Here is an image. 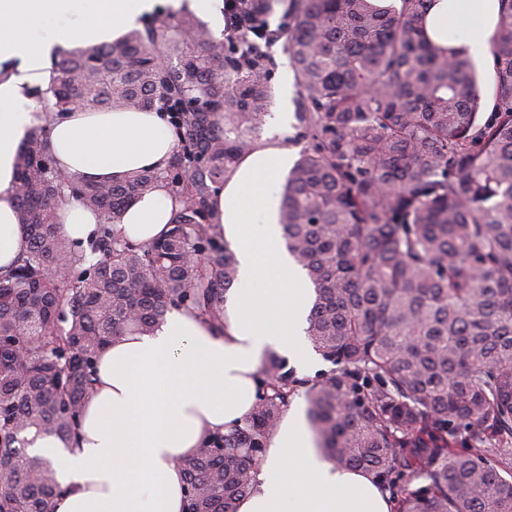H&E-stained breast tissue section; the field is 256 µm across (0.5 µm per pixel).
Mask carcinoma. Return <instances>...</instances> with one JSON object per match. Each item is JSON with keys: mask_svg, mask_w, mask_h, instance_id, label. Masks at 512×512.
<instances>
[{"mask_svg": "<svg viewBox=\"0 0 512 512\" xmlns=\"http://www.w3.org/2000/svg\"><path fill=\"white\" fill-rule=\"evenodd\" d=\"M399 2L247 0L237 43L183 11L56 63L46 111L166 112L176 147L161 172L100 183L59 172L40 130L19 148L30 245L0 279V512H54L56 471L28 454V434L76 435L114 337L174 307L223 330L237 266L211 200L255 147L271 102L265 46L280 39L313 146L288 172L279 224L313 287L307 336L336 366L308 393L320 447L370 475L395 512H512V0L489 43L485 121L471 57L430 40L428 0ZM161 183L180 203L169 231L115 236ZM66 197L104 218L79 253L57 232ZM300 384L267 357L246 423L180 462L187 512H237Z\"/></svg>", "mask_w": 512, "mask_h": 512, "instance_id": "1", "label": "carcinoma"}]
</instances>
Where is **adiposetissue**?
Returning a JSON list of instances; mask_svg holds the SVG:
<instances>
[{
    "mask_svg": "<svg viewBox=\"0 0 512 512\" xmlns=\"http://www.w3.org/2000/svg\"><path fill=\"white\" fill-rule=\"evenodd\" d=\"M220 2L0 0V278L28 247L15 209L14 164L31 129L47 127L55 165L88 182L164 170L175 149L160 112H45L39 96L57 78L55 60L184 7L220 24ZM500 8V0H431L428 36L486 57ZM291 159L282 138L254 147L213 196L220 234L238 262L237 283L225 294L223 333L181 307L151 332L113 340L97 362L99 382L71 447L36 438L32 454L52 462L63 489L55 512H185L180 461L250 416L266 356L274 351L315 369L304 333L312 288L278 222L276 185ZM174 208L167 188L157 187L113 230L137 243L152 241L168 231ZM100 222L72 201L58 209L61 232L75 241L87 242ZM305 409L304 399L294 397L269 433L237 512H394L371 478L336 467L318 449Z\"/></svg>",
    "mask_w": 512,
    "mask_h": 512,
    "instance_id": "obj_1",
    "label": "adipose tissue"
}]
</instances>
